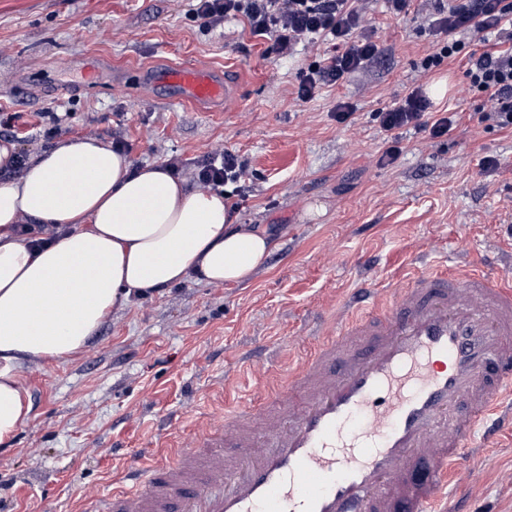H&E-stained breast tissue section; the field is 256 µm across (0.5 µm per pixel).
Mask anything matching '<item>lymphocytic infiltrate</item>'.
Returning <instances> with one entry per match:
<instances>
[{"instance_id": "obj_1", "label": "lymphocytic infiltrate", "mask_w": 512, "mask_h": 512, "mask_svg": "<svg viewBox=\"0 0 512 512\" xmlns=\"http://www.w3.org/2000/svg\"><path fill=\"white\" fill-rule=\"evenodd\" d=\"M192 12L204 30L230 20H243L251 36L268 40L277 56H293L306 46L316 60L303 71L297 89L309 100L326 87L338 86L353 74L385 63L376 43L370 17L372 0H191ZM413 0H387L393 16L413 15L421 30L437 36L436 49L421 62V73L430 75L458 53L467 57L464 72L472 92L490 103V114L499 127L512 128V0H434L431 12H412ZM466 32L488 35L482 50H464ZM374 121L385 135L386 147L377 163L392 165L400 154L401 129L414 126L431 140L448 135L457 113L433 108L422 81L416 82L398 105L375 112ZM247 160L220 150L194 164L198 188L212 191L243 182Z\"/></svg>"}]
</instances>
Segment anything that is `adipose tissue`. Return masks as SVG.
Wrapping results in <instances>:
<instances>
[{
	"label": "adipose tissue",
	"mask_w": 512,
	"mask_h": 512,
	"mask_svg": "<svg viewBox=\"0 0 512 512\" xmlns=\"http://www.w3.org/2000/svg\"><path fill=\"white\" fill-rule=\"evenodd\" d=\"M17 224L66 233L33 249ZM273 250L264 231L233 223L224 194L134 165L98 138L29 157L20 176L0 179V444L30 412L24 364L69 358L134 295L246 282Z\"/></svg>",
	"instance_id": "adipose-tissue-1"
}]
</instances>
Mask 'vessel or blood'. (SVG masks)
Instances as JSON below:
<instances>
[{
    "instance_id": "1",
    "label": "vessel or blood",
    "mask_w": 512,
    "mask_h": 512,
    "mask_svg": "<svg viewBox=\"0 0 512 512\" xmlns=\"http://www.w3.org/2000/svg\"><path fill=\"white\" fill-rule=\"evenodd\" d=\"M161 79L179 102L229 87L204 64ZM512 434V284L445 265L363 281L277 391L205 415L180 452L128 459L96 512H446L459 460Z\"/></svg>"
}]
</instances>
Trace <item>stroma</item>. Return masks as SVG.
<instances>
[{
	"mask_svg": "<svg viewBox=\"0 0 512 512\" xmlns=\"http://www.w3.org/2000/svg\"><path fill=\"white\" fill-rule=\"evenodd\" d=\"M372 18L386 65L305 101L296 89L311 56L268 54L240 21L202 33L188 0H0V108L19 115L18 148L40 151L38 113L61 112L63 137L108 142L123 125L134 163L177 156L188 179L198 157L244 155L250 190L230 194L232 221L277 243L244 284L189 281L132 297L77 354L31 365L28 420L0 447V480L11 484L0 512H72L83 489L117 486L121 459L173 455L152 447L165 416L194 429L258 385L284 383L291 357L310 348L362 269L385 282L445 260L512 274V129L480 121L488 105L455 60L431 80L445 84L436 108L461 113L456 128L436 143L403 129L397 160L376 166L385 143L370 114L419 80L432 37L384 0H374ZM187 62L225 74L232 98L178 104L145 79V69ZM340 99L356 109L351 125L336 121ZM486 155L499 159L496 170L481 169ZM273 343V369L252 378L250 357ZM461 468L458 512H512V435L465 455Z\"/></svg>",
	"mask_w": 512,
	"mask_h": 512,
	"instance_id": "35a3bbf8",
	"label": "stroma"
}]
</instances>
